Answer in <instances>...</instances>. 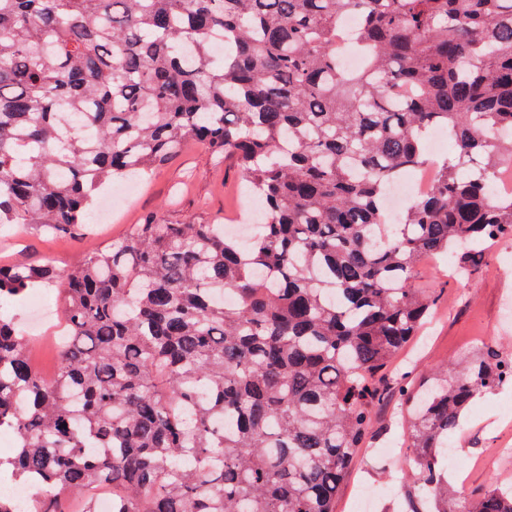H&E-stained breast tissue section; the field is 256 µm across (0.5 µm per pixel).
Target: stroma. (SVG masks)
I'll return each instance as SVG.
<instances>
[{
	"mask_svg": "<svg viewBox=\"0 0 512 512\" xmlns=\"http://www.w3.org/2000/svg\"><path fill=\"white\" fill-rule=\"evenodd\" d=\"M237 171L218 166L199 145H188L167 166L145 174L138 192L119 201L111 219L89 234L57 239L31 230L0 240V261L25 264L52 262L66 270L95 249L122 237L129 225L156 213L172 222L200 216L235 221L248 211L249 197ZM420 288L434 292L435 301L416 342L393 363L390 376H407L416 384L427 372L494 344L512 358V237L495 241L472 274L452 279L448 260L423 262L416 278ZM399 402L389 393L374 417V437L362 448L336 500V512H400L412 483L402 478L404 450L400 428L391 425V411ZM512 383L485 392L468 409L450 445L448 496L456 499L496 486L512 490Z\"/></svg>",
	"mask_w": 512,
	"mask_h": 512,
	"instance_id": "obj_1",
	"label": "stroma"
}]
</instances>
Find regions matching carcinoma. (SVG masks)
I'll list each match as a JSON object with an SVG mask.
<instances>
[{
	"label": "carcinoma",
	"instance_id": "obj_1",
	"mask_svg": "<svg viewBox=\"0 0 512 512\" xmlns=\"http://www.w3.org/2000/svg\"><path fill=\"white\" fill-rule=\"evenodd\" d=\"M357 17V70L336 26ZM453 152L396 220L387 193ZM512 0H0V224L66 236L98 192L188 142L235 162L259 201L247 242L153 214L77 269L0 265V512H335L387 394L385 370L433 294L439 253L475 271L512 236ZM55 288L67 337L48 382L11 306ZM512 382L486 346L400 384L406 478L447 512L448 436ZM457 512H512L482 490Z\"/></svg>",
	"mask_w": 512,
	"mask_h": 512
}]
</instances>
